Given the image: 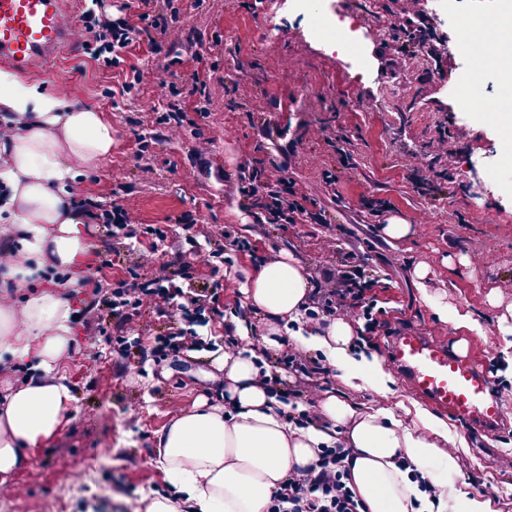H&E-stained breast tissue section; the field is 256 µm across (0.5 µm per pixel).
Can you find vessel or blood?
Segmentation results:
<instances>
[{
  "label": "vessel or blood",
  "instance_id": "b4317fda",
  "mask_svg": "<svg viewBox=\"0 0 512 512\" xmlns=\"http://www.w3.org/2000/svg\"><path fill=\"white\" fill-rule=\"evenodd\" d=\"M81 0H0V68L43 75L60 71L78 44L64 21ZM390 364L435 410L479 434L497 431L507 413L490 394L483 356L473 347L454 351L413 326L402 328L387 349Z\"/></svg>",
  "mask_w": 512,
  "mask_h": 512
}]
</instances>
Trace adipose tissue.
<instances>
[{"label": "adipose tissue", "instance_id": "adipose-tissue-1", "mask_svg": "<svg viewBox=\"0 0 512 512\" xmlns=\"http://www.w3.org/2000/svg\"><path fill=\"white\" fill-rule=\"evenodd\" d=\"M0 109L25 125L0 139V214L7 216L0 236L11 240L20 257L0 273V361L30 364L23 387L0 399L1 488L24 464L25 447L54 437L74 402L62 369L74 331L70 302L51 290L28 296L19 307L8 298L41 274L72 275L86 258L85 218L73 211L71 198L82 170L111 155L113 139L112 125L98 109L63 106L8 72H0ZM310 288L292 254L254 269L244 294L266 317L265 348L279 347L280 320L298 313ZM354 333L352 323L337 320L323 334L298 342L328 354L346 383L363 379L387 391L390 375L383 363L353 357ZM216 363L228 380L224 402L198 399L158 433V462L176 494L152 498L146 512H266L289 470L311 465L340 425L352 450L350 486L365 512H433L435 501L398 467L401 459L436 486L438 499L452 500L454 512H494L489 500L455 489L457 458L439 446L437 422L429 414L420 413V426L410 428L327 395L319 401L325 426L294 429L260 383L253 356L227 352Z\"/></svg>", "mask_w": 512, "mask_h": 512}]
</instances>
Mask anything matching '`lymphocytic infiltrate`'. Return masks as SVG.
Masks as SVG:
<instances>
[{"instance_id":"lymphocytic-infiltrate-1","label":"lymphocytic infiltrate","mask_w":512,"mask_h":512,"mask_svg":"<svg viewBox=\"0 0 512 512\" xmlns=\"http://www.w3.org/2000/svg\"><path fill=\"white\" fill-rule=\"evenodd\" d=\"M172 7L173 0H122L116 13L111 14L105 0H87L80 15L86 33L85 54L99 69L119 68L124 62L125 49L135 42L143 40L153 48L159 39L170 37L167 16ZM443 51L444 40L428 22L423 6L418 0H406L393 24L392 36L378 43L376 55L381 68L393 73L420 54L440 60ZM154 71L166 106L155 116V133L148 138L141 135L136 138L139 170L144 174L151 170L146 162L150 142L180 135L186 118L185 97L202 96L207 90L206 81L196 73L192 74L190 84L183 87L167 80L170 64L165 60H156ZM448 137L447 129H439L437 138L431 142L432 162L415 170L425 192H444L446 184L453 180L450 172L434 167L435 162L449 154ZM233 190L241 207L255 211L258 234L262 237L288 224L331 221L326 208L307 209L306 197L297 191L293 179L265 167H241ZM73 205L90 220L97 239L91 247V272L81 283L85 302L83 322L91 337L111 335L112 350L121 360H130L143 351V340L136 331L144 317H165L177 311L182 319L191 318L218 304L220 293L236 285L234 278L228 277L216 289L184 291V281L192 277V267L185 257L197 251L195 235L189 232L182 235L174 246L173 260L156 263L157 244L166 240L167 233L153 224L132 223L126 198L115 199L106 207L83 195ZM131 240L141 246L139 261L126 268L123 276L107 279V269L115 266ZM368 281L363 264L347 255L337 257L335 264L313 281L312 294L304 310L306 321L324 328L337 319L354 320L363 324L360 339L392 336L395 329L391 322L383 319L374 303L365 298ZM263 358L261 381L280 401L299 407L298 413L289 414V424L306 427L321 423L322 418L313 406L315 393L323 390L329 376L323 356L291 348L264 352ZM348 456V449L340 442L320 449L314 464L289 471L282 487L272 496L267 512H361L362 503L347 483Z\"/></svg>"}]
</instances>
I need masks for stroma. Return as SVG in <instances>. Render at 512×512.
I'll return each mask as SVG.
<instances>
[{"instance_id": "obj_1", "label": "stroma", "mask_w": 512, "mask_h": 512, "mask_svg": "<svg viewBox=\"0 0 512 512\" xmlns=\"http://www.w3.org/2000/svg\"><path fill=\"white\" fill-rule=\"evenodd\" d=\"M271 2L177 0L176 26L186 44L170 54L173 71L186 78L213 70L231 75L238 88L213 86L206 114L188 112L179 138L153 146L154 173L145 181L138 176L135 136L150 134L163 100L154 81L106 97L104 89L121 83V76L94 70L80 50L62 73L36 77L35 85L48 93L65 82L67 102L91 104L112 124L111 155L91 167L79 189L94 197L114 185L129 186L133 220L164 227L172 239L182 234L173 219L183 214L192 215L201 230L230 224L248 237L254 214L228 201L224 184L195 164V146L209 141L213 165L232 180L239 167L256 160L286 166L310 198L325 204L332 222L288 225L264 241L263 251L291 253L311 275L334 263L322 244L335 238L374 270L366 297L385 309L387 319L412 324L451 348L466 340L479 345L492 391L512 408V202L500 200L490 186L478 198L469 191L474 175H485L494 164L499 139L487 125L456 112L446 96L457 58L445 55L440 73L427 83L418 80L420 64L362 81L306 45L299 30L281 23ZM274 97L290 105L289 114L271 107ZM242 99L248 112L237 108ZM285 119L291 123L288 139L296 142L290 156L283 153L287 139L257 134L259 126L274 128ZM323 126L342 129L354 143L352 167L332 196L320 182L328 148L315 132ZM441 126L451 136L447 163L454 179L445 194L434 196L418 188L413 169L427 158ZM374 198L387 200L392 220L414 225V232L388 237L366 209ZM419 268L427 272L421 282L415 277ZM435 301L469 315L471 325L441 319L431 307ZM249 310L244 294L224 293L218 311L206 312L207 324L199 329L203 349L161 361L146 356L122 378L116 375L111 337H101L94 364L67 356L75 401L66 423L53 439L28 448L27 464L12 478L19 492L0 496V512H41L55 503L61 512H145L144 496L170 490L156 461V432L198 398H220L224 375L213 354L224 347L225 323L249 319L254 341L265 332L264 318ZM327 389L357 410L393 412L407 427L427 407L397 375L383 393L364 381L345 384L335 367ZM438 420L458 452L457 487L491 499L495 512H512V427L485 437L447 415Z\"/></svg>"}]
</instances>
